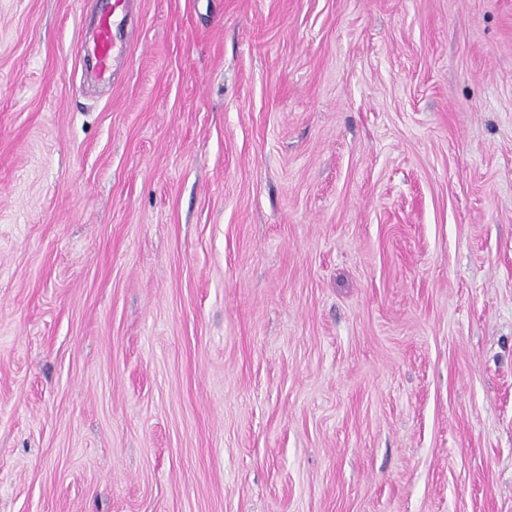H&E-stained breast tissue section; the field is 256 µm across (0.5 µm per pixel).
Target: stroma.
<instances>
[{
    "mask_svg": "<svg viewBox=\"0 0 512 512\" xmlns=\"http://www.w3.org/2000/svg\"><path fill=\"white\" fill-rule=\"evenodd\" d=\"M0 0V512H512V0ZM107 9L104 11L99 20L96 51L99 68L102 73L110 69L114 65L120 50L115 49V42L112 38V16L117 12H124L128 0H105Z\"/></svg>",
    "mask_w": 512,
    "mask_h": 512,
    "instance_id": "1",
    "label": "stroma"
}]
</instances>
